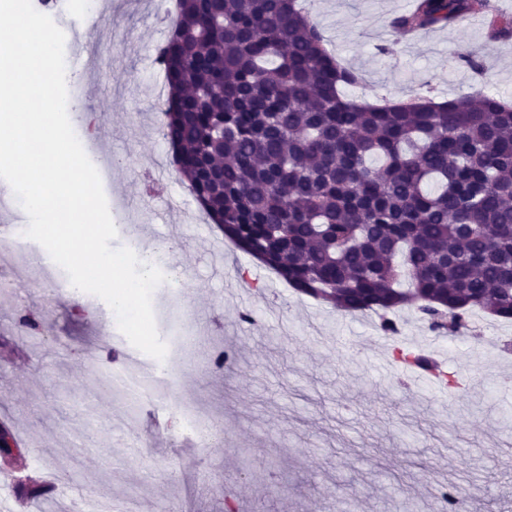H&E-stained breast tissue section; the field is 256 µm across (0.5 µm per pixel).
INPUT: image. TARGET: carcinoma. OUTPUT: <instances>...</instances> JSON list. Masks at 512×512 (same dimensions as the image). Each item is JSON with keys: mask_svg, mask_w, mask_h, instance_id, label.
Segmentation results:
<instances>
[{"mask_svg": "<svg viewBox=\"0 0 512 512\" xmlns=\"http://www.w3.org/2000/svg\"><path fill=\"white\" fill-rule=\"evenodd\" d=\"M469 18L512 38L492 0H416L390 26ZM170 29L163 137L236 248L341 311L413 308L445 334L477 311L512 320V105L480 86L347 97L360 73L298 0H177Z\"/></svg>", "mask_w": 512, "mask_h": 512, "instance_id": "1", "label": "carcinoma"}]
</instances>
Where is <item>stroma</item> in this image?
I'll return each mask as SVG.
<instances>
[{
	"label": "stroma",
	"mask_w": 512,
	"mask_h": 512,
	"mask_svg": "<svg viewBox=\"0 0 512 512\" xmlns=\"http://www.w3.org/2000/svg\"><path fill=\"white\" fill-rule=\"evenodd\" d=\"M163 0H96V27L59 10L65 57L94 53L96 65L69 67L68 97L77 112L98 111L107 161H96L112 195V247L139 238L167 248L178 280L158 286L152 304L160 335L170 337L180 406L219 416L222 442L185 435L176 412L129 400L101 376L122 364L126 347L108 353L96 309L63 286L62 268L46 271L27 252L7 257L17 278L0 298V341L23 363L0 360V415L8 416L26 459L77 480L58 484L55 512H74L82 498H104L118 512H334L338 494L358 493V512H432L433 491L457 484L479 494L482 512H512V355L492 353V334L430 335L413 310L400 311L402 333L383 336L361 315L295 293L235 248L198 206L186 184L170 178L167 195L144 198V171L170 156L157 133L164 93L154 63L165 37L155 17ZM325 47L358 69L373 96L405 98L424 82L440 97L468 94L479 83L512 98V40L489 42L480 21L398 41L391 18L404 0H305ZM397 43L395 57L378 46ZM484 59L480 76L458 51ZM224 251V275L207 254ZM30 314L37 329L17 331ZM431 355L439 382L404 365L398 349ZM234 362L219 370L214 356Z\"/></svg>",
	"instance_id": "1"
}]
</instances>
